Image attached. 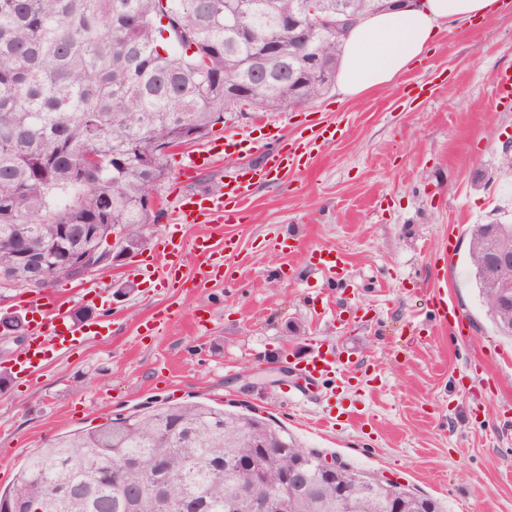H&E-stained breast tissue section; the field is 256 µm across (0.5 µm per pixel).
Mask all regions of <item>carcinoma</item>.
I'll return each mask as SVG.
<instances>
[{
  "label": "carcinoma",
  "instance_id": "1",
  "mask_svg": "<svg viewBox=\"0 0 512 512\" xmlns=\"http://www.w3.org/2000/svg\"><path fill=\"white\" fill-rule=\"evenodd\" d=\"M266 0H0V293L25 287L36 271L21 248L59 254L60 226L74 234L65 251L81 258L95 237L122 232L144 240L145 196L166 175L161 149L202 138L224 112L243 106L276 112L306 105L336 81L344 39L311 24L277 27ZM390 0H323L368 15ZM243 14L250 35L224 22ZM280 49L268 50L269 40ZM309 46L318 68L295 77V54ZM232 85L246 101L229 102ZM492 225L471 230L472 274L487 315L512 336V310L495 304L482 255ZM323 512H441L432 498L352 468L341 459L322 469L318 452L288 438L256 410L202 401L146 405L86 430L52 439L0 489L12 512H160L152 485L188 499L189 512H248L232 505L228 470L251 468L253 490L282 481L299 454ZM127 489L143 491L129 507Z\"/></svg>",
  "mask_w": 512,
  "mask_h": 512
}]
</instances>
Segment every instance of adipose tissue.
Masks as SVG:
<instances>
[{"mask_svg":"<svg viewBox=\"0 0 512 512\" xmlns=\"http://www.w3.org/2000/svg\"><path fill=\"white\" fill-rule=\"evenodd\" d=\"M495 0H410L409 4L367 16L345 41L337 74L341 94L355 98L387 89L420 60L442 26L468 19H492Z\"/></svg>","mask_w":512,"mask_h":512,"instance_id":"obj_1","label":"adipose tissue"}]
</instances>
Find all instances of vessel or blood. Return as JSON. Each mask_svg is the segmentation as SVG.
Returning <instances> with one entry per match:
<instances>
[{
	"label": "vessel or blood",
	"instance_id": "obj_1",
	"mask_svg": "<svg viewBox=\"0 0 512 512\" xmlns=\"http://www.w3.org/2000/svg\"><path fill=\"white\" fill-rule=\"evenodd\" d=\"M330 126L311 125L293 142L278 140L269 134L267 140L228 136L210 142L195 157L189 158L185 169L193 172L209 166L224 154L260 155L259 164L249 166L230 176L217 191L194 192L178 196L176 221L180 224H229L238 220L249 188L259 182L279 180L282 174L298 170L304 158L310 157L317 142L333 138ZM197 258L194 274L199 281L208 282L221 276L223 271L236 265L239 252L232 240H225L217 248L208 240L192 242L172 241L161 251L140 259L132 268L143 277L159 276L161 282L176 279L188 255ZM21 309L28 317L31 340L18 362L28 370L37 369L47 348H70L80 336H103L110 331L109 321L89 325L71 322L61 307L51 305L46 298L25 299Z\"/></svg>",
	"mask_w": 512,
	"mask_h": 512
}]
</instances>
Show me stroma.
<instances>
[{
	"mask_svg": "<svg viewBox=\"0 0 512 512\" xmlns=\"http://www.w3.org/2000/svg\"><path fill=\"white\" fill-rule=\"evenodd\" d=\"M512 68V6L491 22L441 32L431 54L387 90L352 100L328 91L279 112H228L211 138L276 130L295 139L307 121L336 126L308 168L252 188L242 223L212 229L175 224V193L220 186L248 166L226 156L193 179L176 163L203 149L176 150L159 192L163 210L143 249L87 281L59 279L66 311L108 320L107 336L48 350L32 373L25 348L0 332V472L14 475L53 436L129 414L148 402L242 403L285 428L302 447L437 500L442 512H512V338L486 314L470 269L475 224L512 221V104L492 76ZM456 226V244L448 242ZM233 237L244 257L229 281L170 288L129 276L166 236ZM295 238L294 252L282 250ZM325 247L345 265L322 276ZM456 303L449 329L435 289ZM165 315L159 329L145 324ZM207 320L198 328L196 317ZM336 369L311 401L293 391L312 348Z\"/></svg>",
	"mask_w": 512,
	"mask_h": 512,
	"instance_id": "obj_1",
	"label": "stroma"
}]
</instances>
